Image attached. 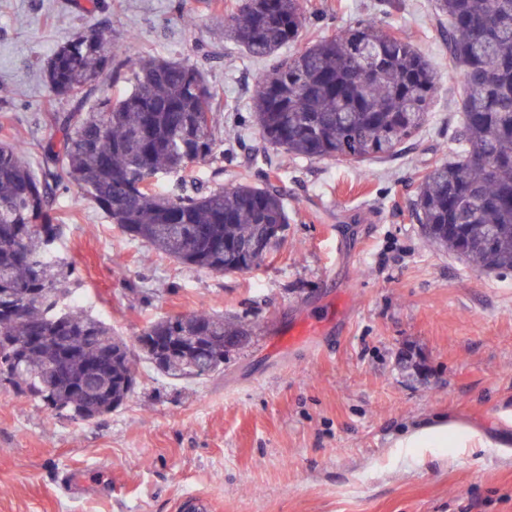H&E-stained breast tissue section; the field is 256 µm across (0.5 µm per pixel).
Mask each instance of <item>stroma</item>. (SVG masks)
<instances>
[{
    "label": "stroma",
    "mask_w": 512,
    "mask_h": 512,
    "mask_svg": "<svg viewBox=\"0 0 512 512\" xmlns=\"http://www.w3.org/2000/svg\"><path fill=\"white\" fill-rule=\"evenodd\" d=\"M0 0V137L22 138L39 163L55 97L43 68L73 32L110 27L147 54L195 63L219 93L224 173L267 175L288 203L277 253L256 270L216 275L130 241L92 202L58 189V256L76 263L83 307L127 341L149 322L217 312L251 335L224 367L173 381L138 362L133 397L77 424L0 384V512H177L206 495L215 512H512V273H488L429 240L411 202L447 160L462 76L433 0H393L383 20L411 35L437 73L424 126L393 158L360 165H281L245 108L272 59L225 39L238 0ZM378 0H307L293 51L374 12ZM320 326L283 349L288 326ZM437 417L462 434L441 448L402 447ZM488 437V448L462 436Z\"/></svg>",
    "instance_id": "35a3bbf8"
}]
</instances>
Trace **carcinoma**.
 <instances>
[{
    "label": "carcinoma",
    "instance_id": "cac0c4a2",
    "mask_svg": "<svg viewBox=\"0 0 512 512\" xmlns=\"http://www.w3.org/2000/svg\"><path fill=\"white\" fill-rule=\"evenodd\" d=\"M448 22V62L463 73L457 141L428 172L413 213L429 241L488 272H512V0H436ZM507 17L476 47V26ZM304 0H240L229 36L264 57L296 43ZM112 31L71 34L47 62L55 96L76 101L54 115L60 138L43 146L41 171L21 144L0 140V382L75 423L111 413L133 395L132 354L112 327L67 304L75 264L55 255L63 234L51 212V168L131 240L174 262L230 275L259 267L288 230L284 195L239 181L176 195L161 177L218 159L214 90L186 61L144 54L129 37L108 54ZM130 89L90 101L99 83ZM437 93L430 64L407 35L377 17L357 20L285 56L262 74L249 103L266 144L286 162L363 164L394 156L427 120ZM241 324L200 312L154 321L137 335L141 355L163 376L189 380L224 367Z\"/></svg>",
    "mask_w": 512,
    "mask_h": 512
}]
</instances>
